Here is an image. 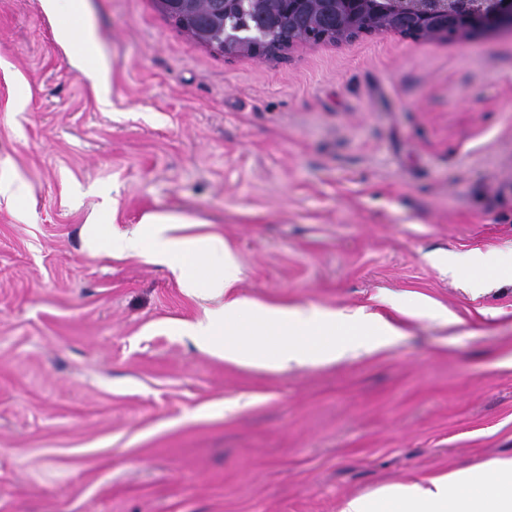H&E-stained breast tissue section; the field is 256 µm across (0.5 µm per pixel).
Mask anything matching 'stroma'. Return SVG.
Masks as SVG:
<instances>
[{
  "instance_id": "1",
  "label": "stroma",
  "mask_w": 512,
  "mask_h": 512,
  "mask_svg": "<svg viewBox=\"0 0 512 512\" xmlns=\"http://www.w3.org/2000/svg\"><path fill=\"white\" fill-rule=\"evenodd\" d=\"M99 102L43 0H0V512H338L512 454V35L396 34L226 58L154 0H83ZM176 213L242 294L403 311L339 363L216 358L166 265L101 222ZM457 267L459 270H464L473 267H479L488 274H495L500 269H506L512 277V261L511 259L506 263L502 260L490 257L488 255L471 254L461 257L457 260Z\"/></svg>"
}]
</instances>
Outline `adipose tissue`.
Segmentation results:
<instances>
[{
  "mask_svg": "<svg viewBox=\"0 0 512 512\" xmlns=\"http://www.w3.org/2000/svg\"><path fill=\"white\" fill-rule=\"evenodd\" d=\"M63 21L65 39L86 59H95L93 29L75 19V0H45ZM185 217L144 214L136 230L96 231L112 240V252L167 265L189 292L217 300L189 333L225 361L281 370L314 367L384 349L400 329L385 317L361 311L288 307L240 296L234 259L219 236H186ZM339 512H512V455L468 468L422 477L345 499Z\"/></svg>",
  "mask_w": 512,
  "mask_h": 512,
  "instance_id": "adipose-tissue-1",
  "label": "adipose tissue"
}]
</instances>
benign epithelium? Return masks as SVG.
I'll use <instances>...</instances> for the list:
<instances>
[{
	"instance_id": "1",
	"label": "benign epithelium",
	"mask_w": 512,
	"mask_h": 512,
	"mask_svg": "<svg viewBox=\"0 0 512 512\" xmlns=\"http://www.w3.org/2000/svg\"><path fill=\"white\" fill-rule=\"evenodd\" d=\"M339 43L373 33L455 40L469 34L512 33V0H336Z\"/></svg>"
}]
</instances>
